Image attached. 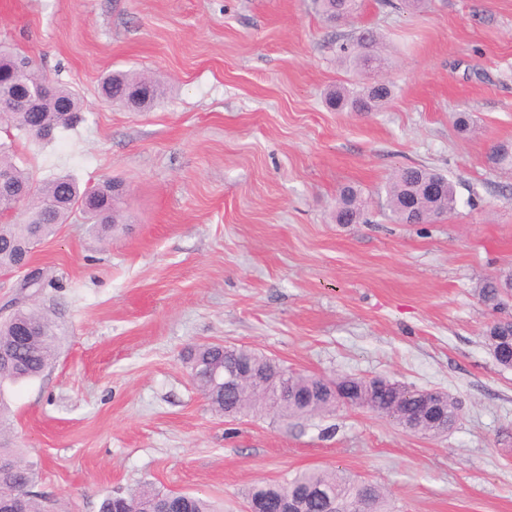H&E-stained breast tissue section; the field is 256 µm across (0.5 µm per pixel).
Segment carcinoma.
I'll return each instance as SVG.
<instances>
[{
  "instance_id": "cac0c4a2",
  "label": "carcinoma",
  "mask_w": 512,
  "mask_h": 512,
  "mask_svg": "<svg viewBox=\"0 0 512 512\" xmlns=\"http://www.w3.org/2000/svg\"><path fill=\"white\" fill-rule=\"evenodd\" d=\"M318 11L327 22H337L351 16L357 9V0H315ZM339 51L343 59L356 70H380L385 57L377 47V36L370 29H362L349 43H342ZM0 65L6 68L0 77V102L4 99L21 98L29 86L44 81L47 75L32 65V61L20 56L8 47H0ZM55 99L45 110H12L0 119V127L7 137L16 130L23 135L37 136L35 129L41 126L68 128L76 122L82 112L83 100L69 87L53 83ZM101 91L106 101L128 107L134 92L143 93L136 103L137 110L155 106L164 95L163 84L140 73L126 71L113 72L102 82ZM391 89L385 83L375 81L361 89L336 87L328 92V103L336 111L373 112L386 104ZM494 167L512 166V143L502 142L496 151L487 156ZM11 176L12 186L21 193V198L0 197V214L12 213L13 220L0 224V272L15 270L22 257L30 256L35 245L55 235L62 225L69 222L79 209L77 203L88 194L67 176H59L33 186L29 170L20 167L14 158L13 143L0 142V172ZM439 176V173L426 167H407L399 170L386 187V209L392 220L399 224H423L429 218L420 213L406 210L402 197L408 190L421 192L426 181ZM93 213L89 214L91 230L101 237L112 233L115 223L122 218L120 198L112 196V183H107L92 200ZM364 201L358 189L351 185L343 187L336 199L335 219L338 224H355L359 221ZM512 290V271L504 272L488 280L481 289L482 302L496 310L505 305ZM485 346L495 361L504 368H512V323L502 325L492 323L484 336ZM14 349V363L0 366V384L18 383L42 375L53 363L57 355L58 334L54 323L39 308L33 305L20 306L9 316L0 320V348ZM241 358L250 361L253 367L268 372L276 363L264 354L247 347H226L220 343L200 345L191 351V376L208 404L218 413L238 405L248 412L256 408L269 407L282 420L300 421L328 414L339 405L337 399L328 392L314 401L308 402L304 395L323 385V379L295 373L286 366L279 367L277 376L281 384L288 386V395L273 398V390L266 386L254 388L243 382L239 392L233 397L224 396V386L214 382L208 371L224 368V358ZM338 384L354 392L360 406L374 411L379 406V415L393 419L404 427L412 424L415 433L428 436L440 434L443 427L431 424L424 417L414 420L401 414L405 408L413 413L418 407L416 392L401 388L396 400L398 408L388 407L391 395L381 392L371 397L360 391L356 379L345 376ZM38 475V464L25 460L15 450L0 442V512H13L12 499L24 498L26 512H40L31 488ZM361 481L337 471L324 469L302 470L281 482L259 480L245 491L247 501H272L281 496H289L302 507V512H326L328 506L336 505L335 512H359L356 497ZM169 493L153 486L140 487L125 496L109 495L104 498L100 512H157L160 504ZM180 501L170 504V512H219L215 504L201 496L184 493L178 495ZM369 512H392L390 500L385 491L371 484Z\"/></svg>"
}]
</instances>
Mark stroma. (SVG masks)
<instances>
[{
  "label": "stroma",
  "instance_id": "stroma-1",
  "mask_svg": "<svg viewBox=\"0 0 512 512\" xmlns=\"http://www.w3.org/2000/svg\"><path fill=\"white\" fill-rule=\"evenodd\" d=\"M363 28L393 97L330 110V89L374 80L340 61ZM0 44L84 101L74 129L16 137L19 165L38 183L126 189L108 238L77 213L35 247L38 294L0 275V306L33 301L61 334L40 377L0 385L43 512H100L148 484L243 512L253 482L314 467L384 487L396 512H512V368L484 344L502 314L478 295L512 268V168L487 161L512 141V0H359L332 24L314 0H0ZM113 70L156 75L166 94L146 112L111 105L99 82ZM420 165L459 206L394 223L385 188ZM347 185L364 223L334 220ZM205 343L445 391L460 417L437 437L348 405L227 418L190 376Z\"/></svg>",
  "mask_w": 512,
  "mask_h": 512
}]
</instances>
